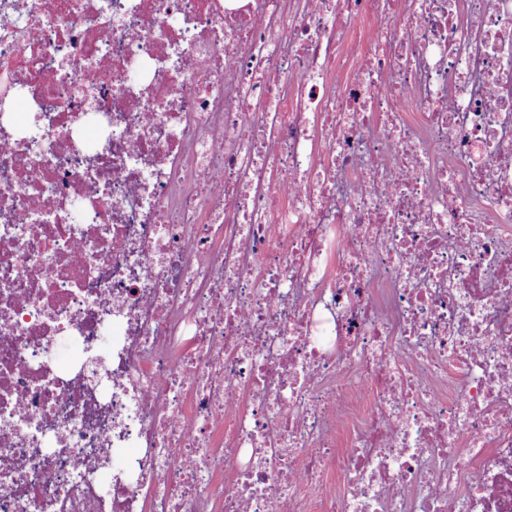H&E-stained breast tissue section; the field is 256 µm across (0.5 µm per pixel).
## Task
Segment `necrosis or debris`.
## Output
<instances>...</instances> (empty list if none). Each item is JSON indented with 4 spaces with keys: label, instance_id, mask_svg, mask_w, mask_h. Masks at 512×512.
Segmentation results:
<instances>
[{
    "label": "necrosis or debris",
    "instance_id": "necrosis-or-debris-1",
    "mask_svg": "<svg viewBox=\"0 0 512 512\" xmlns=\"http://www.w3.org/2000/svg\"><path fill=\"white\" fill-rule=\"evenodd\" d=\"M2 74L0 512H512V0H0Z\"/></svg>",
    "mask_w": 512,
    "mask_h": 512
}]
</instances>
